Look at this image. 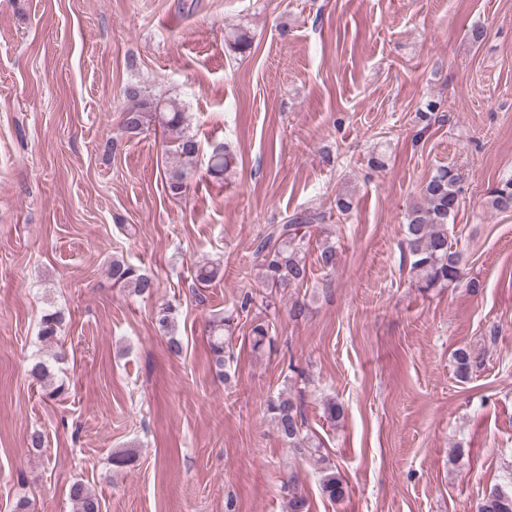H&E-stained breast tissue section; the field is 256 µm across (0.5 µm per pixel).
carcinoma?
I'll return each instance as SVG.
<instances>
[{
	"label": "carcinoma",
	"mask_w": 512,
	"mask_h": 512,
	"mask_svg": "<svg viewBox=\"0 0 512 512\" xmlns=\"http://www.w3.org/2000/svg\"><path fill=\"white\" fill-rule=\"evenodd\" d=\"M227 47L237 53L250 48L251 41L244 30H233L224 37ZM128 105L123 112V129L130 135H138L156 118L158 122L176 134L175 152L179 165L167 176L169 194L177 197L186 192L187 180L197 167L200 144L189 132V118L180 101L175 98H152L139 86H128L124 90ZM232 155L227 146H213L207 161L208 172L220 177L231 166ZM461 177L450 166L435 170L422 188L420 200L410 203L406 212L403 232L410 256V273L415 287L428 292L442 287L461 277V253L456 250L448 236V224L455 221L460 207ZM487 204L499 213H512V178L501 180L488 191ZM325 215L315 210H304L292 215L284 224H270L259 237L253 251V267L258 269L261 284L266 288L300 286L308 279L304 256L305 234L302 230L317 226ZM335 243L326 239L320 249L318 262L325 269L336 267ZM113 284L125 288L136 296L149 297L156 284L153 278L140 268L125 261L114 259L109 269ZM221 267L212 262L196 266L194 277L197 283L208 285L216 280ZM178 312L172 304H162L154 313V321L160 335L166 340L168 352L174 357L184 352L183 339L176 335ZM233 316L214 318L209 324V339L212 358L217 375L226 376V366L232 359L229 340L232 335ZM62 315L57 310H47L40 323L39 339L49 348L48 355L35 361L31 367L32 378L49 389L48 397L60 396L65 384L58 381L55 364L65 359V352L54 350L59 340ZM251 345L255 351L262 350L270 342L269 323L255 322L251 325ZM458 377L467 378L472 366L470 353L464 349L455 351ZM267 411L274 427L288 447L306 452L316 447L310 435L307 419L301 404L286 392L271 399ZM288 500V512H309L310 505L296 476L290 475L281 486ZM322 495L332 502L343 500L348 493V483L336 467L328 465L321 475ZM71 512H101L97 495L82 481L69 488ZM477 512H512V490L499 485L489 487Z\"/></svg>",
	"instance_id": "obj_1"
}]
</instances>
